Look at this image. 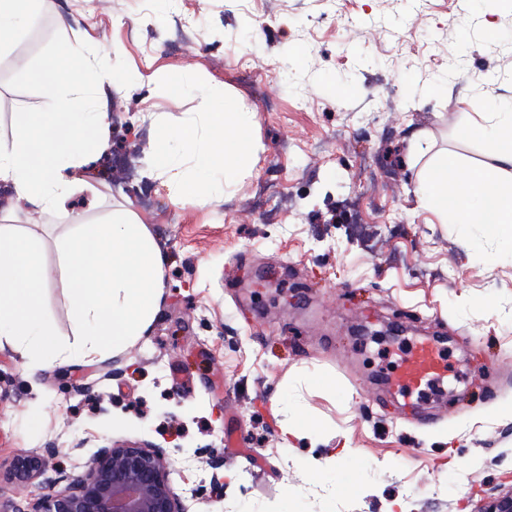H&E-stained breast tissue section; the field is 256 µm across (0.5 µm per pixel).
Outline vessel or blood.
Masks as SVG:
<instances>
[{
	"instance_id": "obj_1",
	"label": "vessel or blood",
	"mask_w": 512,
	"mask_h": 512,
	"mask_svg": "<svg viewBox=\"0 0 512 512\" xmlns=\"http://www.w3.org/2000/svg\"><path fill=\"white\" fill-rule=\"evenodd\" d=\"M447 371L441 347L431 339L424 338L403 360L389 383L405 395L418 396L424 387L443 381Z\"/></svg>"
}]
</instances>
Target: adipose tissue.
Here are the masks:
<instances>
[{
  "label": "adipose tissue",
  "instance_id": "adipose-tissue-1",
  "mask_svg": "<svg viewBox=\"0 0 512 512\" xmlns=\"http://www.w3.org/2000/svg\"><path fill=\"white\" fill-rule=\"evenodd\" d=\"M66 56V69L50 58L31 75L52 100V111L24 115L12 138H0V182L12 186L26 213L66 219L53 241L51 265L42 240L16 223L13 211L0 215V348L23 351L35 369L125 350L145 336L165 290L167 256L131 211H113L106 222L93 224L68 206L108 145L111 116L99 90L120 86L124 78L104 63H91L77 48ZM253 126L252 113L233 94L208 101L197 119L164 130L143 173L168 185L176 203L199 202L205 192L200 171H221L230 186L252 168L259 148ZM464 134L491 139L493 163L467 168L456 155H442L423 170L415 194L434 213L484 225L501 253L512 255V180L503 178L512 171V108L497 113L492 125L467 124ZM57 279L65 281L74 320L86 334L74 345L63 344L40 315L42 289Z\"/></svg>",
  "mask_w": 512,
  "mask_h": 512
}]
</instances>
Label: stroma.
Listing matches in <instances>:
<instances>
[{
    "mask_svg": "<svg viewBox=\"0 0 512 512\" xmlns=\"http://www.w3.org/2000/svg\"><path fill=\"white\" fill-rule=\"evenodd\" d=\"M0 49V138L51 101L29 73L65 45L124 76L137 140L233 92L260 149L232 187L174 203L134 170L91 179L71 205L120 207L169 263L147 336L94 362L29 370L0 349V512H28L9 477L19 452L83 472L112 442L163 449L189 512H486L512 493V258L480 225L441 223L414 188L439 153L492 163L460 138L473 99L512 103V0H106L73 21L68 0ZM40 313L78 341L68 290ZM443 337L448 380L421 400L387 383L400 353ZM317 434L281 441L276 403ZM81 450H72L74 441ZM350 471L344 488L328 456Z\"/></svg>",
    "mask_w": 512,
    "mask_h": 512,
    "instance_id": "obj_1",
    "label": "stroma"
}]
</instances>
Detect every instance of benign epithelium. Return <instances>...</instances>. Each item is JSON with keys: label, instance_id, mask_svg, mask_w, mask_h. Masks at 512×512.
I'll list each match as a JSON object with an SVG mask.
<instances>
[{"label": "benign epithelium", "instance_id": "obj_1", "mask_svg": "<svg viewBox=\"0 0 512 512\" xmlns=\"http://www.w3.org/2000/svg\"><path fill=\"white\" fill-rule=\"evenodd\" d=\"M46 464L42 456L20 453L10 474L30 485ZM58 480L68 482L67 489L46 493L36 487L31 512H187L158 448L112 443L93 454L83 474L72 478L61 471Z\"/></svg>", "mask_w": 512, "mask_h": 512}]
</instances>
